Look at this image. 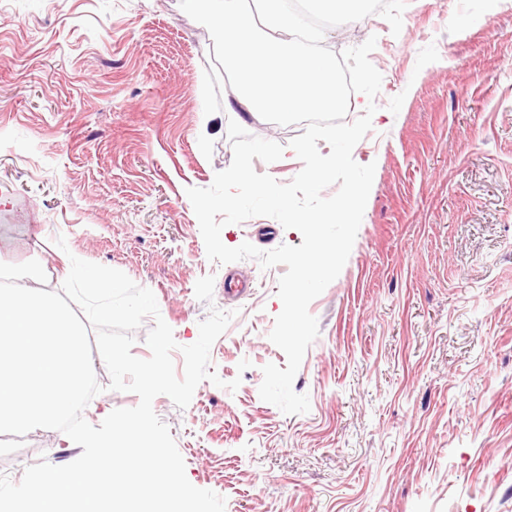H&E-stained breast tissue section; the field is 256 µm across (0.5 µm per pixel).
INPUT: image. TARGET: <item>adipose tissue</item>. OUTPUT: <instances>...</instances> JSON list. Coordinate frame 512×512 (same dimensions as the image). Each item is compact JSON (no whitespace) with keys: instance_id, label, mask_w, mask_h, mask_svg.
<instances>
[{"instance_id":"obj_1","label":"adipose tissue","mask_w":512,"mask_h":512,"mask_svg":"<svg viewBox=\"0 0 512 512\" xmlns=\"http://www.w3.org/2000/svg\"><path fill=\"white\" fill-rule=\"evenodd\" d=\"M219 48L234 78V101L246 116L294 115L320 110L336 83L331 61L307 48L303 20L284 0H187Z\"/></svg>"}]
</instances>
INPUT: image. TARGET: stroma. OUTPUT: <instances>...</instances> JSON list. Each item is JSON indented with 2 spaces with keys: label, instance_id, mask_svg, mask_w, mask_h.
Masks as SVG:
<instances>
[{
  "label": "stroma",
  "instance_id": "35a3bbf8",
  "mask_svg": "<svg viewBox=\"0 0 512 512\" xmlns=\"http://www.w3.org/2000/svg\"><path fill=\"white\" fill-rule=\"evenodd\" d=\"M402 19L397 35L377 14L324 34L337 53L377 39V109L352 151L376 170L350 256L309 305L319 335L293 388L310 410L287 415L259 395L263 366L286 364L269 338L285 268L210 261L186 194L233 158L232 79L207 29L184 0H0V261L56 265L62 237L124 272L154 293L179 375L211 308L232 312L210 351L222 386L152 403L225 512H512V0H408ZM243 127L285 147L257 173L302 170L288 144L304 125ZM221 240L302 236L256 216ZM94 371L96 426L139 397ZM81 452L57 430L0 436V474Z\"/></svg>",
  "mask_w": 512,
  "mask_h": 512
}]
</instances>
